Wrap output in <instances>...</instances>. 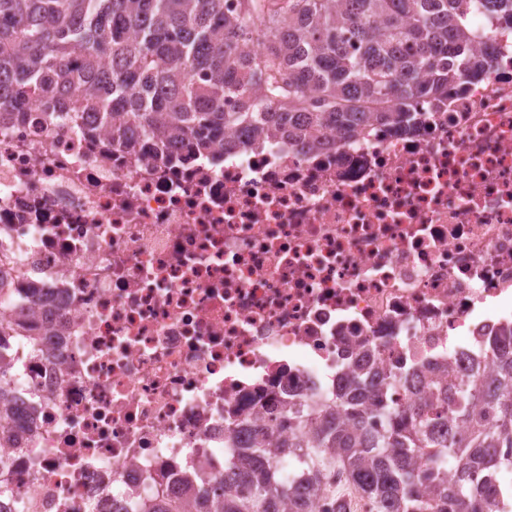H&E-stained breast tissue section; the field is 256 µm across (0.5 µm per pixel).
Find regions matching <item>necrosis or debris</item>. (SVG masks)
<instances>
[{
  "mask_svg": "<svg viewBox=\"0 0 512 512\" xmlns=\"http://www.w3.org/2000/svg\"><path fill=\"white\" fill-rule=\"evenodd\" d=\"M497 67L414 133L287 136L223 156L111 141L93 113L0 118V337L26 434L0 448V512H118L194 473L224 433L273 447L368 353L408 400L468 379L512 323V33Z\"/></svg>",
  "mask_w": 512,
  "mask_h": 512,
  "instance_id": "4bbe7bcc",
  "label": "necrosis or debris"
}]
</instances>
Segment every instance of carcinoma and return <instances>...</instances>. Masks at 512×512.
<instances>
[{"mask_svg":"<svg viewBox=\"0 0 512 512\" xmlns=\"http://www.w3.org/2000/svg\"><path fill=\"white\" fill-rule=\"evenodd\" d=\"M0 0V115L40 104L50 84L58 112H96L111 139L136 128L175 147L244 150L288 135L305 148L327 131L371 123L418 126V100L439 105L493 68L491 41L470 23L475 11L512 31V0ZM262 42L244 56L239 43ZM123 114L125 124L112 117ZM494 366L479 382L435 378L426 402L386 399L387 377L354 379L310 402L285 401L288 435L276 448L224 438L228 483L196 481L184 504L157 496L129 512H308L325 488L330 510L341 471L375 512H480L475 476L498 464L512 437V326L492 340ZM467 425L458 432L450 416ZM302 482H282L277 459ZM456 471L448 479L447 463Z\"/></svg>","mask_w":512,"mask_h":512,"instance_id":"carcinoma-1","label":"carcinoma"}]
</instances>
